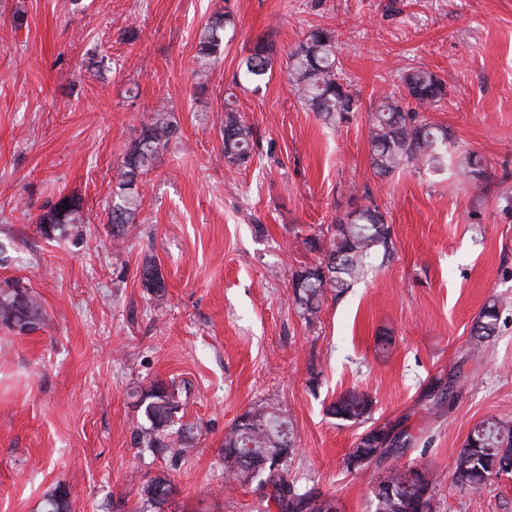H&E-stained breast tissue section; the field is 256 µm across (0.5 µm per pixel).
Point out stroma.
I'll return each instance as SVG.
<instances>
[{
	"label": "stroma",
	"mask_w": 512,
	"mask_h": 512,
	"mask_svg": "<svg viewBox=\"0 0 512 512\" xmlns=\"http://www.w3.org/2000/svg\"><path fill=\"white\" fill-rule=\"evenodd\" d=\"M223 5L235 25L201 80L199 36ZM316 27L334 31L360 96L346 123L308 109L288 75ZM260 39L274 55L254 83L244 62ZM411 67L447 83L428 117L457 155L482 158L484 180L374 174L367 113ZM228 102L257 133L241 167L224 161ZM160 110L178 134L142 175L117 247L108 212L123 152ZM66 195L80 221L46 239L35 219ZM353 201L378 206L393 251L306 324L290 288L315 259L303 241ZM0 243V283L44 309L32 332L0 325V512H40L60 484L70 512H139L141 482L164 470L176 487L165 512H264L225 484L223 449L234 420L268 399L294 427L289 480L338 512H369L382 470H346L363 428L326 413L353 389L373 397V423H405L414 441L393 463L436 472L439 512H512V476L477 491L452 481L475 423H512V0H0ZM148 260L164 296L142 286ZM492 297L500 327L470 346ZM381 336L393 339L384 355ZM439 376L454 399L424 407ZM156 380L196 429L174 470L135 443L136 392Z\"/></svg>",
	"instance_id": "obj_1"
}]
</instances>
